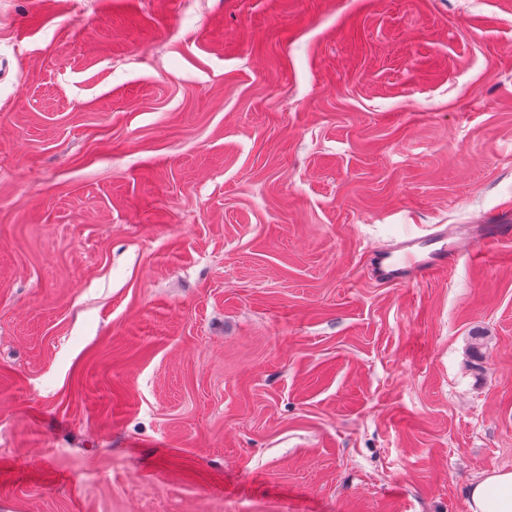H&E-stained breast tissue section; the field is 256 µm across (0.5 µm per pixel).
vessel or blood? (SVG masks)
I'll list each match as a JSON object with an SVG mask.
<instances>
[{
    "label": "vessel or blood",
    "instance_id": "b4317fda",
    "mask_svg": "<svg viewBox=\"0 0 512 512\" xmlns=\"http://www.w3.org/2000/svg\"><path fill=\"white\" fill-rule=\"evenodd\" d=\"M447 239L448 235L443 231L434 232L426 239L405 238L377 251L374 256L375 271L379 278L392 282L432 278L436 273L455 265L465 256L459 246L448 244ZM477 239L479 245L487 250L495 248L502 242L511 241L512 218L500 216L479 226ZM427 241L435 243V250L423 258H414V247L423 245Z\"/></svg>",
    "mask_w": 512,
    "mask_h": 512
}]
</instances>
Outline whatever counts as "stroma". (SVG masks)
Segmentation results:
<instances>
[{"label":"stroma","mask_w":512,"mask_h":512,"mask_svg":"<svg viewBox=\"0 0 512 512\" xmlns=\"http://www.w3.org/2000/svg\"><path fill=\"white\" fill-rule=\"evenodd\" d=\"M500 213L512 0H0V512H469ZM512 220L509 216H498L497 218L491 220L489 224H483L478 228V234L476 238L478 239V244L483 249H493L498 244L504 241L512 240ZM481 249H478L476 253L480 252ZM447 239L445 231H437L425 237H407L377 251L374 256V269L378 277L386 281L430 279L439 271L446 270L468 256L458 245L448 244ZM426 242L443 244L428 256L416 260L412 249Z\"/></svg>","instance_id":"35a3bbf8"}]
</instances>
